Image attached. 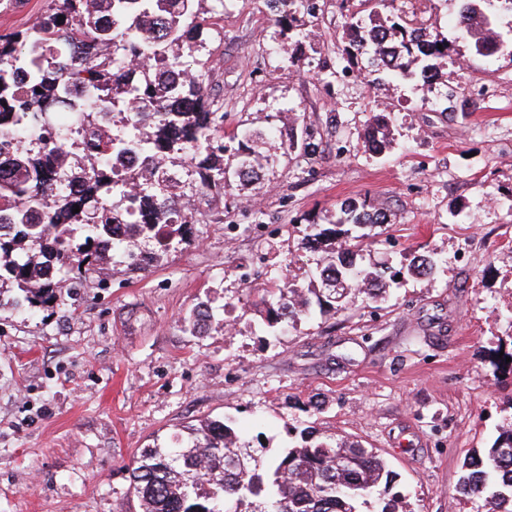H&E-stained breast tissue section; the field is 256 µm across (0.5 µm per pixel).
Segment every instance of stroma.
Masks as SVG:
<instances>
[{"instance_id":"1","label":"stroma","mask_w":512,"mask_h":512,"mask_svg":"<svg viewBox=\"0 0 512 512\" xmlns=\"http://www.w3.org/2000/svg\"><path fill=\"white\" fill-rule=\"evenodd\" d=\"M425 2L450 47L438 77L374 86L346 62V0L303 16L293 57L266 0H208L206 91L225 130L263 131L272 157L258 181L198 192L185 241L148 270L106 264L62 306L0 307V512H140L134 458L204 418L256 450L306 427L361 442L411 512H485L456 485L512 419V54L475 55L453 0ZM49 6L0 0V34ZM377 112L380 154L364 137ZM344 200L386 212L363 261L399 283L268 328L265 289L310 287L317 255L299 243ZM416 251L442 257L433 276L404 275ZM202 300L226 313L199 335ZM366 136L369 146L377 153H382L391 147L387 115L384 112L373 116L368 124Z\"/></svg>"}]
</instances>
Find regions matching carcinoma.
<instances>
[{
  "label": "carcinoma",
  "instance_id": "carcinoma-1",
  "mask_svg": "<svg viewBox=\"0 0 512 512\" xmlns=\"http://www.w3.org/2000/svg\"><path fill=\"white\" fill-rule=\"evenodd\" d=\"M36 22L0 35V131L8 126L52 129L53 112H73L85 127L84 145L59 133L33 146L17 140L0 149V295L15 291L11 306L27 311L58 304L63 293L84 287L100 262L127 263L139 238L155 250L139 252L130 266L145 269L157 255L185 240L195 223L180 212L167 169L187 164L201 191L224 193V117L207 94L206 72L193 50L202 42L205 0H52ZM287 30L313 14L317 0H272ZM371 5L369 24L351 17L344 51L350 64L369 55L372 83L421 78L432 81L436 60L448 56V38L426 16L403 4L397 20L382 16L388 0ZM512 0H458L456 25L476 55L512 53V37L496 25L497 11ZM64 19H59V16ZM388 38L399 49L396 62L382 58ZM443 49H438V46ZM30 74L25 85L20 70ZM367 142L382 153L391 147L387 115L368 124ZM260 136L241 134L236 175L245 180L267 155L252 146ZM79 212L74 213V205ZM341 217L312 224L309 248L325 253L316 276L322 288L306 294L285 281L265 290L261 304L270 328L287 326L314 307L340 311L351 293L376 301L397 273L388 266L361 269L346 257L366 246V227L387 215L364 202L342 204ZM125 227L124 236L116 229ZM437 263L416 253L407 272L434 274ZM217 319L199 302L189 316L192 329ZM301 443L269 458L255 455L234 429L205 419L185 448H146L134 461L131 481L141 512H399L395 474L376 452L334 437L300 432ZM465 497L484 499L487 512H512V424L492 446L464 462L457 483Z\"/></svg>",
  "mask_w": 512,
  "mask_h": 512
}]
</instances>
